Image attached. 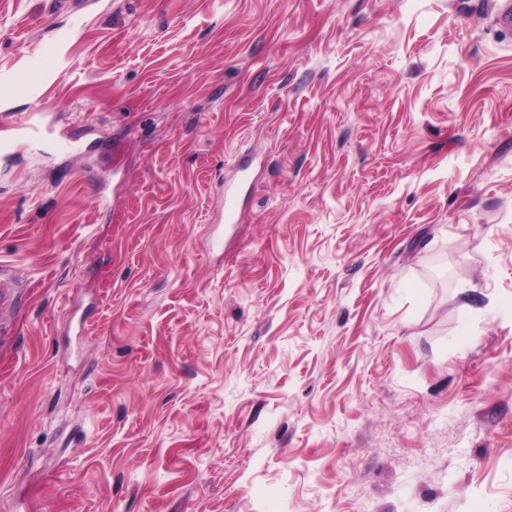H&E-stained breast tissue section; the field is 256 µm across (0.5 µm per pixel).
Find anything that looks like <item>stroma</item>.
Returning a JSON list of instances; mask_svg holds the SVG:
<instances>
[{
	"mask_svg": "<svg viewBox=\"0 0 512 512\" xmlns=\"http://www.w3.org/2000/svg\"><path fill=\"white\" fill-rule=\"evenodd\" d=\"M497 8L0 0V512H512Z\"/></svg>",
	"mask_w": 512,
	"mask_h": 512,
	"instance_id": "stroma-1",
	"label": "stroma"
}]
</instances>
